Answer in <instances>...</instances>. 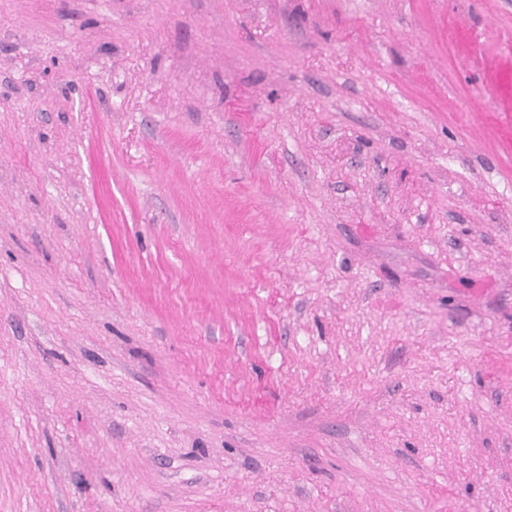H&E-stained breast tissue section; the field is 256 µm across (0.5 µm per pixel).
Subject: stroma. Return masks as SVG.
I'll return each instance as SVG.
<instances>
[{
  "label": "stroma",
  "mask_w": 512,
  "mask_h": 512,
  "mask_svg": "<svg viewBox=\"0 0 512 512\" xmlns=\"http://www.w3.org/2000/svg\"><path fill=\"white\" fill-rule=\"evenodd\" d=\"M512 0H0V512H512Z\"/></svg>",
  "instance_id": "1"
}]
</instances>
